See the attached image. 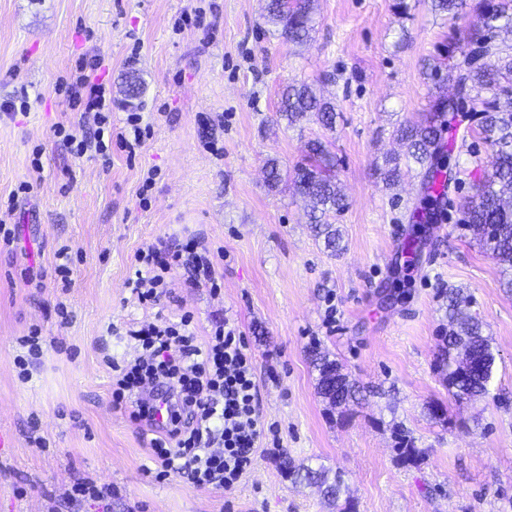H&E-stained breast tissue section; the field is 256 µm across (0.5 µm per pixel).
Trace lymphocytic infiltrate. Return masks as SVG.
<instances>
[{
  "label": "lymphocytic infiltrate",
  "mask_w": 512,
  "mask_h": 512,
  "mask_svg": "<svg viewBox=\"0 0 512 512\" xmlns=\"http://www.w3.org/2000/svg\"><path fill=\"white\" fill-rule=\"evenodd\" d=\"M73 103L91 115V127L74 132L56 126L54 134L75 155L94 152L109 158L113 145L133 149L142 141L139 113H130L128 128L112 130V96L104 84L82 73L68 87ZM182 267L187 283L217 293L223 277L207 250L192 241L160 245L137 253L127 280L139 304L159 305L168 293L172 267ZM191 314L179 322L160 318L128 328L140 354L112 377L116 407L150 431L151 460L157 477L179 476L197 487L228 488L249 471L255 452L272 431L258 412L254 357L238 326L224 322L206 336L192 330ZM168 405L164 425L152 418L156 399Z\"/></svg>",
  "instance_id": "f902f5d3"
}]
</instances>
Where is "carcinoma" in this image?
<instances>
[{
    "instance_id": "carcinoma-1",
    "label": "carcinoma",
    "mask_w": 512,
    "mask_h": 512,
    "mask_svg": "<svg viewBox=\"0 0 512 512\" xmlns=\"http://www.w3.org/2000/svg\"><path fill=\"white\" fill-rule=\"evenodd\" d=\"M313 0H267L268 21L281 27L288 41L304 44L310 38ZM512 37V0H499L496 5L483 4L476 10V19L469 29L468 41L476 51L485 54L477 65L465 55L448 74L456 86L468 82L490 94L483 101L484 109L478 135L492 148L488 170L474 186L471 196L461 203L463 227L488 256L500 267V286L512 291V54L501 55L496 38ZM279 114L289 124L313 115L325 127L335 125L336 111L332 102L317 95L308 83L287 86L281 93ZM442 128L435 124L402 125L396 129L397 139L406 148V163L419 164L431 170L437 141ZM308 163L294 169L292 181L296 191L310 203L308 220L316 239L325 250L335 255L343 250L339 228L330 218L343 212L347 199L333 174L334 160L320 140L307 145ZM448 301V332L439 337L437 368L448 385V395L455 400H476L489 396L492 386L495 355L490 338L483 334L482 322L470 314L466 298L459 288H450ZM311 364L318 372V393L334 408H342L361 397L357 381L342 370V365L329 354L315 348ZM398 457L403 464L415 465L420 451L402 428L395 431ZM294 482L315 484L325 499L336 503L343 479L329 478L325 471L307 466L288 465Z\"/></svg>"
}]
</instances>
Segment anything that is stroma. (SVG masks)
Returning <instances> with one entry per match:
<instances>
[{"label":"stroma","instance_id":"35a3bbf8","mask_svg":"<svg viewBox=\"0 0 512 512\" xmlns=\"http://www.w3.org/2000/svg\"><path fill=\"white\" fill-rule=\"evenodd\" d=\"M479 2L450 16L430 0H315L312 39L299 45L268 21L265 0H0V102L28 103L0 112V202H14L0 225L19 237L0 247V512H103L65 500L87 477L111 484L112 512H512V292L459 228V203L490 155L479 104L446 116L460 135L456 180L435 221H418V166L392 187L378 175L404 152L394 128L425 122L449 94ZM82 66L108 81L113 127L141 113L149 130L135 152L113 149L106 163L55 138L56 125L90 122L58 89ZM300 81L333 102L334 128L280 120V88ZM311 139L329 143L347 197L335 256L313 235L307 199L266 180L269 160L304 163ZM37 147L42 180L23 194ZM190 238L219 254L221 293L175 270L160 309L139 305L127 286L135 254ZM63 247L67 287L54 272ZM449 288L469 295L494 348L480 401L453 400L434 369ZM159 312L191 313L201 336L233 321L255 357L259 411L276 437L232 487L149 474L141 424L113 404L102 354L133 359L128 326ZM35 328L36 356L22 343ZM315 347L363 385L349 410L318 395ZM400 424L418 464L398 459ZM287 460L340 473L338 503L293 483Z\"/></svg>","mask_w":512,"mask_h":512}]
</instances>
